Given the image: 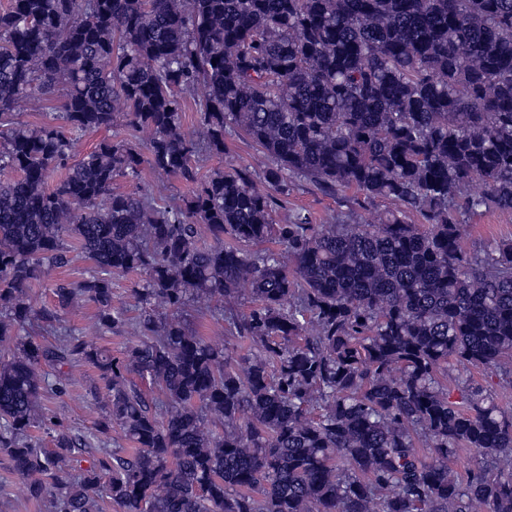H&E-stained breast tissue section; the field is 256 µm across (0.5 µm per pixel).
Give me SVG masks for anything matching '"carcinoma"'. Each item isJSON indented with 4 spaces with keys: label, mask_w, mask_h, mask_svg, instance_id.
I'll use <instances>...</instances> for the list:
<instances>
[{
    "label": "carcinoma",
    "mask_w": 512,
    "mask_h": 512,
    "mask_svg": "<svg viewBox=\"0 0 512 512\" xmlns=\"http://www.w3.org/2000/svg\"><path fill=\"white\" fill-rule=\"evenodd\" d=\"M57 85V121H18ZM119 123L146 152L104 139L69 163L79 135ZM228 129L259 147L272 194L246 168L198 180V146L224 154ZM145 163L193 193L112 191ZM2 174L0 454L48 512H512V414L470 378L448 393L449 361L512 358V240L459 246L465 214L512 212V0H8ZM296 181L394 209L278 224ZM70 241L95 270L34 306L26 288ZM134 271L133 320L111 277ZM83 303L132 331L123 356L21 335ZM188 306L223 310L224 342L188 331ZM79 361L103 380L99 432L137 445L86 469L40 406Z\"/></svg>",
    "instance_id": "1"
}]
</instances>
